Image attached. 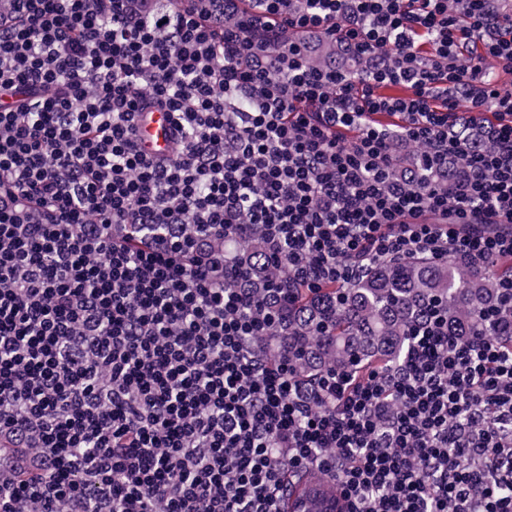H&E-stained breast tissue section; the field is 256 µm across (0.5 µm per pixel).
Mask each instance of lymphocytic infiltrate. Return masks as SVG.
<instances>
[{
  "label": "lymphocytic infiltrate",
  "instance_id": "f902f5d3",
  "mask_svg": "<svg viewBox=\"0 0 512 512\" xmlns=\"http://www.w3.org/2000/svg\"><path fill=\"white\" fill-rule=\"evenodd\" d=\"M156 2L0 0V512H281L311 470L346 512H512V335L438 316L312 383L272 344L384 262L512 260V12ZM252 239L287 265L261 296ZM169 129L166 112H153L152 120L143 126V136L150 146L164 148Z\"/></svg>",
  "mask_w": 512,
  "mask_h": 512
}]
</instances>
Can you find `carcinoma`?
I'll use <instances>...</instances> for the list:
<instances>
[{
	"instance_id": "1",
	"label": "carcinoma",
	"mask_w": 512,
	"mask_h": 512,
	"mask_svg": "<svg viewBox=\"0 0 512 512\" xmlns=\"http://www.w3.org/2000/svg\"><path fill=\"white\" fill-rule=\"evenodd\" d=\"M511 272L502 263L477 272L451 259L380 264L348 288L292 307L280 328L283 355L302 376L330 366H393L433 306L448 315L455 335H483L489 330L483 314L496 304L497 280Z\"/></svg>"
}]
</instances>
